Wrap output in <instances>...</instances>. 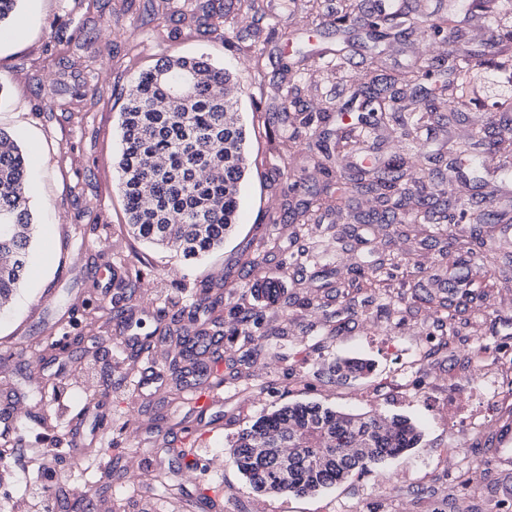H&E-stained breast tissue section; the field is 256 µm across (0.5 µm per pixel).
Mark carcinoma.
I'll return each instance as SVG.
<instances>
[{
  "instance_id": "obj_1",
  "label": "carcinoma",
  "mask_w": 512,
  "mask_h": 512,
  "mask_svg": "<svg viewBox=\"0 0 512 512\" xmlns=\"http://www.w3.org/2000/svg\"><path fill=\"white\" fill-rule=\"evenodd\" d=\"M322 0H279V12L316 18ZM448 10L477 17L501 29L512 17V0H448ZM336 32L357 24L381 40L405 26V14L379 15L364 10V0H338ZM422 32L449 39L453 46L437 64L413 66L384 77L385 89L368 92L372 99L361 126L390 124L409 144H415L419 121H399L392 104L396 86L444 77L448 82V109L468 112L478 102L476 55L456 50L461 29L448 25V15L425 11L413 21ZM495 78L512 84V53L501 51L488 62ZM230 74L202 57L172 56L141 73L125 91L121 112V150L117 161L127 224L135 238L155 247L171 249L185 259H199L224 246L237 224L241 186L247 171L246 129L236 103L227 97ZM456 152L477 174L481 151L477 131L458 138ZM27 157L17 142L0 130V306L20 288L29 261L33 214L27 182ZM366 178L347 179L336 186L344 190L307 200L293 219L318 224L332 209H346L353 196L370 191L385 199L383 224H438L435 194L427 191L429 177L413 172L406 182L364 168ZM421 207L401 211L402 202L414 194ZM180 219L172 220L173 215ZM450 224H486L488 209L479 201L448 202ZM374 268L360 271L359 288L381 287ZM233 321L227 335L237 336L252 315L232 306ZM372 364L357 358L336 362V373L347 380L367 375ZM421 432L406 418L389 421L376 416L337 411L318 402L279 407L255 420L239 435L231 462L261 493L302 496L347 479L353 472H369L387 458L416 447Z\"/></svg>"
}]
</instances>
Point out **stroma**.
<instances>
[{"label":"stroma","instance_id":"1","mask_svg":"<svg viewBox=\"0 0 512 512\" xmlns=\"http://www.w3.org/2000/svg\"><path fill=\"white\" fill-rule=\"evenodd\" d=\"M335 11L336 0H323L317 20L297 16L288 27L298 43L333 47ZM277 12L278 0H257L249 12L234 0H108L102 9L94 0H22L0 27V129L30 155L36 222L33 273L0 309V346L11 348L0 358V395L40 392L51 418L43 445L55 451L57 479L86 485L106 512H141L145 501L153 512H512V463L499 459L512 416L482 444L451 433L445 417L449 390L478 376L488 358L512 356V246L499 247L496 262L482 269L468 251L471 225H450L444 237L433 224L376 223L371 216L382 206L371 192L356 194L350 210L327 212L321 224L285 221L288 209L322 193L329 178L307 150L305 115L331 132L328 146L348 142L331 166L334 176L349 177L366 154L383 163L414 157L429 169L440 199L487 200L499 189L498 169L512 161V114L497 108L505 89L488 83L478 105L452 119L437 85L422 81L401 104L422 118L415 146L387 127L361 133L353 122L362 105L357 94L373 77L364 32L347 36L344 79L332 68L307 66L293 82L282 69V40L271 33ZM213 22L218 29L211 33ZM79 31L97 53L89 90L79 100L63 93L48 102L43 92L59 79L58 56L84 61L85 51L64 41ZM382 49L388 74L448 51L414 28ZM201 54L229 71L240 89L248 168L234 232L220 250L189 261L130 233L116 157L125 89L160 58ZM472 127L485 130L487 141L474 184L448 169L449 135ZM285 155L293 158L287 169ZM254 254L259 263L243 267ZM367 267L379 269L386 291L357 287L356 272ZM445 271L467 278L471 296L455 312L453 331L441 336L434 302L444 295ZM269 281L279 287L272 298L257 292ZM205 286L203 300L198 292ZM236 304L252 321L220 347L227 381L215 430L194 435L191 466L155 461L140 428L167 429L171 413L162 396L141 394L114 310L153 334L143 363L173 382L177 330L197 326L201 311L227 317ZM63 335L65 349L56 344ZM346 357L370 361L372 372L337 379L331 367ZM398 370L405 373L401 386H387ZM296 402L406 417L420 428L421 442L312 495L256 492L230 462L235 441L261 415ZM80 419L86 430H105L100 454L120 445L121 464L134 471L149 461L151 480L108 483L100 462L69 453L68 432ZM180 486L209 498L210 506L186 507L174 493Z\"/></svg>","mask_w":512,"mask_h":512}]
</instances>
